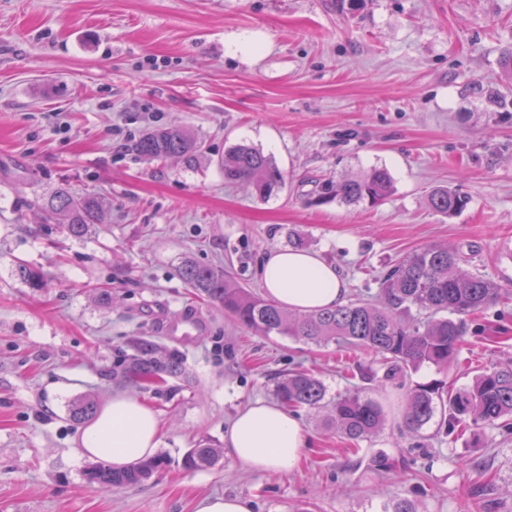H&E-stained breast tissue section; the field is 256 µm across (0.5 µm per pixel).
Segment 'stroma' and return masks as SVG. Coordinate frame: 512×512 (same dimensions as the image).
Instances as JSON below:
<instances>
[{
  "instance_id": "35a3bbf8",
  "label": "stroma",
  "mask_w": 512,
  "mask_h": 512,
  "mask_svg": "<svg viewBox=\"0 0 512 512\" xmlns=\"http://www.w3.org/2000/svg\"><path fill=\"white\" fill-rule=\"evenodd\" d=\"M512 0H0V512H194L197 498L248 499L252 512H512V432L402 431L407 386L380 358L336 344L265 337L195 296L184 260L262 292L275 249L319 253L375 302L380 277L428 243L508 294L468 318L459 362L412 382L466 389L512 359ZM180 126L204 142L195 167L149 162L130 145ZM274 157L285 183L269 199L225 182V149ZM374 168L383 201L320 198L329 181ZM66 183L107 198L83 238L43 222L34 201ZM468 197L430 207L432 190ZM25 264L42 287L19 278ZM181 350L174 394L142 391L160 420L165 469L141 485L90 481L74 402L121 394L112 359L127 337ZM375 372V381L360 371ZM330 395L359 388L386 413L359 444L328 409H296L309 446L288 473L183 456L224 435L249 402L275 400L292 372ZM429 201L436 211L448 215L464 210L468 204V199L465 196L444 188L435 189L430 194Z\"/></svg>"
}]
</instances>
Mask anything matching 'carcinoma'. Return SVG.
I'll list each match as a JSON object with an SVG mask.
<instances>
[{"instance_id":"cac0c4a2","label":"carcinoma","mask_w":512,"mask_h":512,"mask_svg":"<svg viewBox=\"0 0 512 512\" xmlns=\"http://www.w3.org/2000/svg\"><path fill=\"white\" fill-rule=\"evenodd\" d=\"M202 149L199 138L177 126L149 130L132 144L138 156L150 161L182 158L191 162ZM220 166L225 181L251 186L260 199L270 197L284 184V175L276 163L248 145L228 148ZM391 191L388 172L375 168L358 180L326 183L321 199L374 204ZM429 201L436 211L448 215L464 210L468 204L466 197L444 188L434 190ZM35 205L47 219L62 224L66 233L77 239L100 223L108 208L104 197H77L64 184L50 188ZM463 262L458 251L428 244L406 254L383 276L380 304L355 300L301 316H293L276 301L254 294L224 272L191 260L182 263L180 274L202 296L257 332L315 345H354L383 357L389 364L385 377L403 378L425 364L446 369L456 363L465 336L463 317L475 314L500 296L502 288L496 282L463 269ZM413 311L428 315L430 320L423 325L410 322ZM185 376L183 353L162 347L148 336L131 337L126 348L117 350L112 362V380L129 385L158 386ZM275 393L293 407L313 409L329 404L331 424L352 440L369 437L385 423L383 410L375 401L358 391L329 400L326 385L305 372L279 380ZM438 411L439 426L447 435L454 432L461 415L470 416L477 427L512 429V363L483 370L467 390L454 395L445 394L444 385L438 381L414 385L408 395L405 426L417 433ZM95 414L90 400H80L70 409V417L78 422ZM221 457V449L201 440L183 456L182 468L196 471L216 464ZM165 465V459L158 456L124 470L95 465L90 474L104 489L122 488L150 479Z\"/></svg>"}]
</instances>
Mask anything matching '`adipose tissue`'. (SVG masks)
<instances>
[{"label": "adipose tissue", "mask_w": 512, "mask_h": 512, "mask_svg": "<svg viewBox=\"0 0 512 512\" xmlns=\"http://www.w3.org/2000/svg\"><path fill=\"white\" fill-rule=\"evenodd\" d=\"M267 297L290 310L310 313L344 304L347 284L318 253L300 249L270 252L262 268ZM160 435L156 412L144 400L116 395L83 429L82 452L120 470L155 454ZM307 446L298 419L275 403L256 402L241 410L224 437V453L256 472L292 471Z\"/></svg>", "instance_id": "adipose-tissue-1"}]
</instances>
